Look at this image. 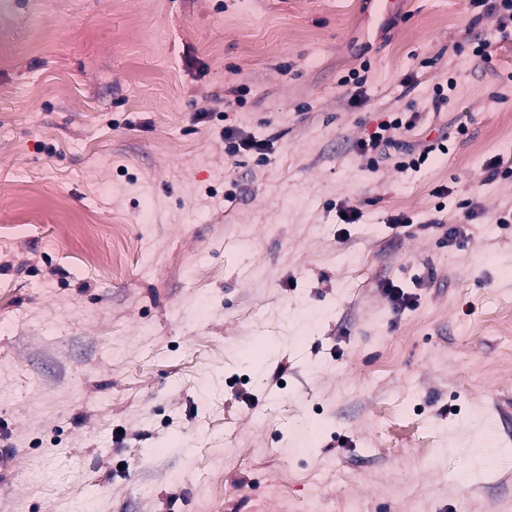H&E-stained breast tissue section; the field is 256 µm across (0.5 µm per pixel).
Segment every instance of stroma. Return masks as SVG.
<instances>
[{
    "mask_svg": "<svg viewBox=\"0 0 512 512\" xmlns=\"http://www.w3.org/2000/svg\"><path fill=\"white\" fill-rule=\"evenodd\" d=\"M509 155L468 0H0V512H512ZM414 123L410 120L407 125L403 126L402 119L395 118L390 121H383L376 129L368 136V138L362 139L358 146L361 153H365L367 151L382 149L384 151L393 149H401L404 151H412V146L410 144H406L402 141H398L395 138V132L402 128H410Z\"/></svg>",
    "mask_w": 512,
    "mask_h": 512,
    "instance_id": "35a3bbf8",
    "label": "stroma"
}]
</instances>
